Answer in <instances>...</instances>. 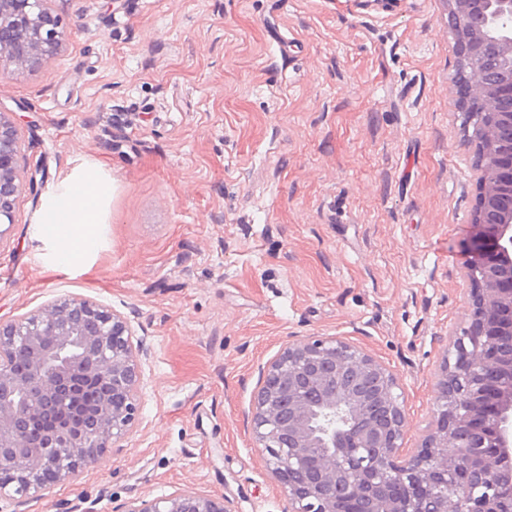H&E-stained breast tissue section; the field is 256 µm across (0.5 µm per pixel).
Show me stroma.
I'll list each match as a JSON object with an SVG mask.
<instances>
[{
  "mask_svg": "<svg viewBox=\"0 0 512 512\" xmlns=\"http://www.w3.org/2000/svg\"><path fill=\"white\" fill-rule=\"evenodd\" d=\"M54 57L0 82L36 182L0 246V321L62 296L128 316L148 356L103 462L0 512H125L191 489L282 512L244 416L291 338L342 336L392 370L405 450L436 420L477 228L446 0H53ZM112 178L86 272L36 218L75 168Z\"/></svg>",
  "mask_w": 512,
  "mask_h": 512,
  "instance_id": "1",
  "label": "stroma"
}]
</instances>
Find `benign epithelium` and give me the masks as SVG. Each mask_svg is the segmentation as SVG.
<instances>
[{
	"instance_id": "1",
	"label": "benign epithelium",
	"mask_w": 512,
	"mask_h": 512,
	"mask_svg": "<svg viewBox=\"0 0 512 512\" xmlns=\"http://www.w3.org/2000/svg\"><path fill=\"white\" fill-rule=\"evenodd\" d=\"M49 0H0V34L13 47L4 68L30 69L56 54L64 32ZM455 52L468 94L479 187L477 236L463 278L468 326L448 348L436 388L435 429L406 452L408 427L396 375L337 336L295 339L260 368L250 420L256 447L287 501L285 512H512V0H448ZM493 55L501 80L491 85ZM24 135L0 113V245L15 224ZM127 317L85 299L60 297L0 322V469L16 479L3 497H38L42 472L56 482L104 460L138 411L142 344ZM29 351V374L11 371L15 347ZM88 386L106 389L86 424L58 417L43 443L26 442L25 423L50 415ZM125 512H227L224 500L184 490L142 500Z\"/></svg>"
}]
</instances>
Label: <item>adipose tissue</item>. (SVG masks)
<instances>
[{
  "label": "adipose tissue",
  "mask_w": 512,
  "mask_h": 512,
  "mask_svg": "<svg viewBox=\"0 0 512 512\" xmlns=\"http://www.w3.org/2000/svg\"><path fill=\"white\" fill-rule=\"evenodd\" d=\"M112 180L95 164L79 167L58 194L47 198L41 220L61 218L62 228L46 236L55 270L69 273L84 270L101 242L106 222V205Z\"/></svg>",
  "instance_id": "ef3b65f1"
}]
</instances>
